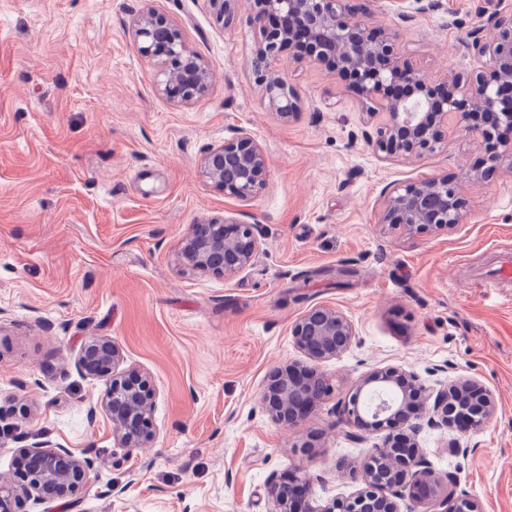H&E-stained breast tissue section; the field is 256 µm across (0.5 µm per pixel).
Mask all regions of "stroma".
Masks as SVG:
<instances>
[{"instance_id":"stroma-1","label":"stroma","mask_w":512,"mask_h":512,"mask_svg":"<svg viewBox=\"0 0 512 512\" xmlns=\"http://www.w3.org/2000/svg\"><path fill=\"white\" fill-rule=\"evenodd\" d=\"M354 2L436 79L477 70L471 34L492 39L512 13V0ZM149 11L208 62L201 99L157 93L133 30ZM259 40L245 2L227 24L208 0H0V481L26 434L91 469L70 498L22 512H267L269 479L291 470L315 498H346L358 485L343 469L384 435L341 424L338 405L367 372L398 366L432 396L458 377L491 392L480 431L426 425L416 440L451 495L512 512V280L491 275L512 251V169L474 178L486 142L453 125L435 151L381 160L347 78L316 63L277 61L301 98L279 118L252 76ZM242 129L269 166L245 199L199 167ZM442 174L467 202L462 223H381L394 189ZM224 216L257 225L255 265L226 279L182 269L189 225ZM316 304L346 315L356 338L321 366L333 392L290 429L262 398L273 369L301 361L291 330ZM91 336L153 382L155 437L138 452L113 441L104 381L75 367Z\"/></svg>"}]
</instances>
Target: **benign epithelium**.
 I'll use <instances>...</instances> for the list:
<instances>
[{
  "label": "benign epithelium",
  "mask_w": 512,
  "mask_h": 512,
  "mask_svg": "<svg viewBox=\"0 0 512 512\" xmlns=\"http://www.w3.org/2000/svg\"><path fill=\"white\" fill-rule=\"evenodd\" d=\"M216 16L232 19L240 0H208ZM251 21L260 34L252 71L268 109L281 118L299 111L300 96L288 75L271 66L283 51L298 62L325 65L347 74L352 92L367 115L382 111L386 121L374 132H364L372 151L390 161L410 160L444 143L448 121L466 132H479L512 166V16L498 19L496 37L468 44L473 56L490 74L479 71L466 82H436L401 59L396 36L369 26L358 16L352 0H250ZM142 56L157 67L159 94L179 103L202 97L210 82V67L185 44L177 25L166 15L148 12L135 21ZM204 177L218 191L247 198L268 177L263 147L241 130L201 158ZM465 201L448 175L398 188L384 203L381 223L424 233L459 224ZM263 252L254 224L235 217L192 224L183 235L180 263L192 271L233 277L254 265ZM356 336L352 321L338 309L316 304L292 328L293 342L311 363L304 369L278 368L270 375L263 404L271 417L288 427L298 426L323 399L312 392V382L323 377L320 366L347 351ZM118 345L90 337L81 346L76 367L86 377L106 381L102 404L112 421L117 447L131 454L154 438L152 407L155 390L148 374L122 367ZM427 389L405 370L389 366L366 373L340 403L341 422L365 433L384 431L385 440L369 451L359 469L348 472L361 484L347 499L318 502L308 480L297 474L272 478L266 491L268 512H398L395 498L406 491L436 512H481L472 499L441 495L442 479L432 471L416 447L415 436L427 423L455 426L448 405L461 402L473 412L469 429L477 430L493 418L491 393L472 379L452 381L437 394L433 409L425 404ZM23 471L18 480L0 483V512H16L22 499L37 503L65 499L86 483L90 462L70 449L46 441L23 446Z\"/></svg>",
  "instance_id": "7a95c632"
}]
</instances>
